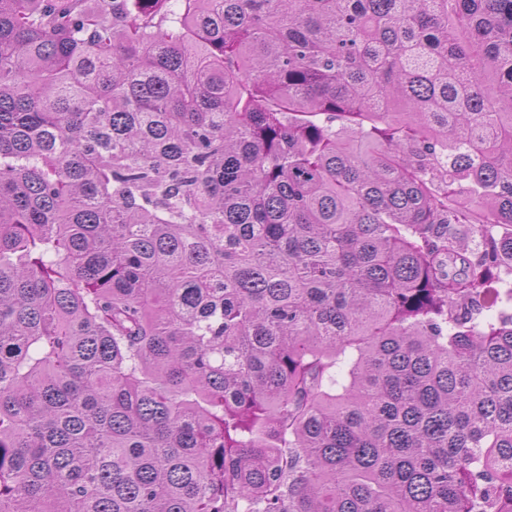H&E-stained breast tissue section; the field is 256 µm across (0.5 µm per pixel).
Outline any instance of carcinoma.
Masks as SVG:
<instances>
[{
    "label": "carcinoma",
    "mask_w": 512,
    "mask_h": 512,
    "mask_svg": "<svg viewBox=\"0 0 512 512\" xmlns=\"http://www.w3.org/2000/svg\"><path fill=\"white\" fill-rule=\"evenodd\" d=\"M512 0H0V512H512Z\"/></svg>",
    "instance_id": "cac0c4a2"
}]
</instances>
